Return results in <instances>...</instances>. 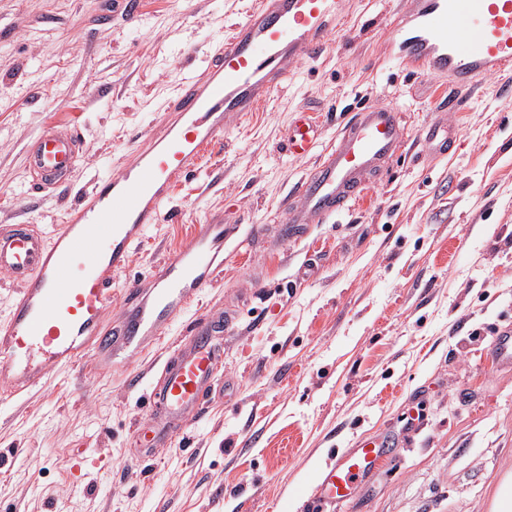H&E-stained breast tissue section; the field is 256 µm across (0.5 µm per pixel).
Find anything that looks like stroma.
<instances>
[{"label": "stroma", "mask_w": 512, "mask_h": 512, "mask_svg": "<svg viewBox=\"0 0 512 512\" xmlns=\"http://www.w3.org/2000/svg\"><path fill=\"white\" fill-rule=\"evenodd\" d=\"M101 2L0 0V225L60 227L254 4L141 0L138 20L104 24ZM403 8L350 0L322 54L228 124L173 186L179 220L154 225L112 277L120 295L196 225L233 216L224 271L198 305L235 318L205 419L130 462L146 392L127 379L154 380L178 324L131 364L2 392L0 512H308L318 471L380 433L390 456L335 512H488L512 471V364L493 354L512 325V75L461 88L408 73L390 43ZM365 104L401 112L400 154L346 214L283 239L286 202L319 160L286 153L295 112L315 113L324 149ZM439 117L459 141L435 157L419 135ZM59 124L81 130L72 186L33 192L26 149Z\"/></svg>", "instance_id": "1"}]
</instances>
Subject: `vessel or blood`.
Masks as SVG:
<instances>
[{
  "instance_id": "b4317fda",
  "label": "vessel or blood",
  "mask_w": 512,
  "mask_h": 512,
  "mask_svg": "<svg viewBox=\"0 0 512 512\" xmlns=\"http://www.w3.org/2000/svg\"><path fill=\"white\" fill-rule=\"evenodd\" d=\"M346 6L347 0H257L206 68L183 79L160 131L137 136L120 170L80 197L53 236L30 224L0 226V275L17 287L0 326L1 386L14 393L41 388L91 355L131 362L212 286L224 269L220 221L197 225L189 242L155 267L147 286L128 285L121 320L103 324L113 275L129 267L134 246L152 225L177 216L168 205L173 185L198 170L204 150L230 120L259 109L298 59L322 53ZM139 12L140 0H105L101 17L132 20ZM395 28L392 44L409 71L467 86L512 67V0H406ZM317 129L315 116L297 111L285 139L288 153L310 155ZM421 138L431 154L442 155L456 130L437 119ZM406 139L397 108L360 107L297 185L301 202L289 206V223L320 224L343 213ZM80 150L78 129L44 128L26 153L34 188L52 192L68 185ZM223 330L219 314L186 323L183 343L149 386L138 460L181 436L188 419L204 418L222 363L214 338ZM390 446L385 437H362L323 468L312 495L317 512L347 501Z\"/></svg>"
}]
</instances>
